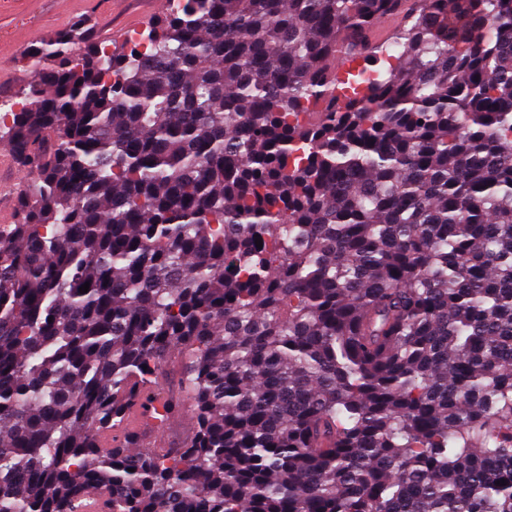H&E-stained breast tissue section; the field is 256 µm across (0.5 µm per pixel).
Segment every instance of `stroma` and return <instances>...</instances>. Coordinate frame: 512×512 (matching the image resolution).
<instances>
[{
	"mask_svg": "<svg viewBox=\"0 0 512 512\" xmlns=\"http://www.w3.org/2000/svg\"><path fill=\"white\" fill-rule=\"evenodd\" d=\"M160 13L156 0H127L119 11L113 10L112 0H0V44L9 47L7 53H0V100L15 97L31 81L27 51L77 20H88L94 33L108 39L130 25L145 29ZM26 180L10 151L0 146V200L7 208L0 220L4 223L14 222L19 206L16 189Z\"/></svg>",
	"mask_w": 512,
	"mask_h": 512,
	"instance_id": "obj_1",
	"label": "stroma"
}]
</instances>
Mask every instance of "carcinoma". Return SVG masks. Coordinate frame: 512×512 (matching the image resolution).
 I'll return each instance as SVG.
<instances>
[{
	"instance_id": "obj_1",
	"label": "carcinoma",
	"mask_w": 512,
	"mask_h": 512,
	"mask_svg": "<svg viewBox=\"0 0 512 512\" xmlns=\"http://www.w3.org/2000/svg\"><path fill=\"white\" fill-rule=\"evenodd\" d=\"M30 62L0 512H512V0H173ZM195 421V414L193 408L187 404L185 407L184 413L181 415L178 421L172 422L168 428H166L163 433L152 434V440L160 439L162 444L156 446L153 442L146 437V443H150V448H177L186 434L191 430L192 425ZM153 445L155 447H153Z\"/></svg>"
}]
</instances>
